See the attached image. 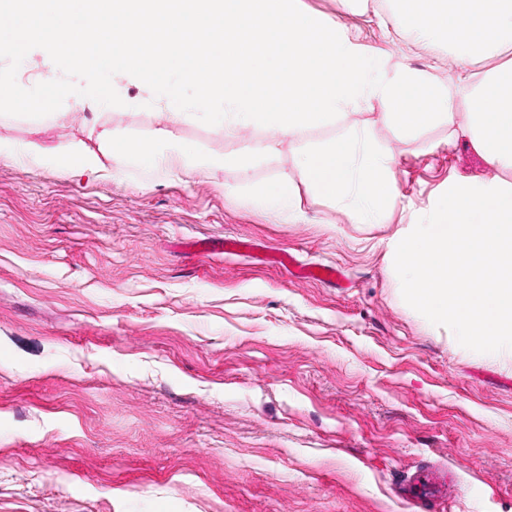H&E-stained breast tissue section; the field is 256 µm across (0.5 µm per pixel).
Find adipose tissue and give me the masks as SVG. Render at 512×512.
Returning <instances> with one entry per match:
<instances>
[{"instance_id": "adipose-tissue-1", "label": "adipose tissue", "mask_w": 512, "mask_h": 512, "mask_svg": "<svg viewBox=\"0 0 512 512\" xmlns=\"http://www.w3.org/2000/svg\"><path fill=\"white\" fill-rule=\"evenodd\" d=\"M303 185L315 195L357 211L360 223L380 222L396 204L390 160L352 132L316 148L301 150L296 160Z\"/></svg>"}]
</instances>
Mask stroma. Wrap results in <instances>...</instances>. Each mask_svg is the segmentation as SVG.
I'll return each mask as SVG.
<instances>
[{
    "label": "stroma",
    "mask_w": 512,
    "mask_h": 512,
    "mask_svg": "<svg viewBox=\"0 0 512 512\" xmlns=\"http://www.w3.org/2000/svg\"><path fill=\"white\" fill-rule=\"evenodd\" d=\"M298 2L453 83L445 46L387 29L388 0ZM116 86L120 107L66 98L64 127L2 101L0 140L149 135L147 88ZM353 126L392 159L382 223L304 189L293 217L248 203ZM178 134L211 156L271 137L198 120ZM488 175L447 125L406 134L367 111L282 141L246 175L0 158V512H419L397 488L429 466L454 470L455 512H512V356L431 324L389 261L449 181ZM227 239L241 249L219 251ZM283 254L344 280L290 275Z\"/></svg>",
    "instance_id": "1"
}]
</instances>
